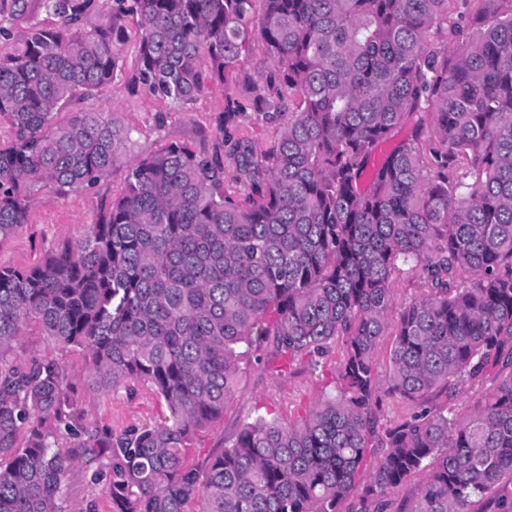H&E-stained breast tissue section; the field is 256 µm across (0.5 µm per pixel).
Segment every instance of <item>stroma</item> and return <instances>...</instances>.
<instances>
[{
    "instance_id": "35a3bbf8",
    "label": "stroma",
    "mask_w": 512,
    "mask_h": 512,
    "mask_svg": "<svg viewBox=\"0 0 512 512\" xmlns=\"http://www.w3.org/2000/svg\"><path fill=\"white\" fill-rule=\"evenodd\" d=\"M88 108L110 112L114 121L129 129L131 139L119 155L111 174L89 191L60 193L40 190L27 202V222L9 240L0 244V266L32 268L54 250L84 239L97 221L101 208L117 199L124 188L128 163L136 157L162 150L170 143H184L199 154L209 155L219 147V125L224 117V91L215 86L187 110H174L161 99L129 96L124 79H116L105 91L87 100ZM287 118L246 107L239 130L257 146L272 141ZM17 351L22 359L50 356L65 363L77 384H84L85 358L81 351L48 349L37 335L23 337ZM273 345L252 352L241 365L238 393L224 408V415L199 431L188 450V465L200 466L208 454L223 447L225 438L246 418L264 414L282 422L305 417L327 389L336 365L328 354L319 373H312L307 359L296 360L288 370L277 371ZM83 424L90 429L121 433L131 427L152 425L164 418L166 406L151 390L139 388L134 397L100 398L80 394Z\"/></svg>"
}]
</instances>
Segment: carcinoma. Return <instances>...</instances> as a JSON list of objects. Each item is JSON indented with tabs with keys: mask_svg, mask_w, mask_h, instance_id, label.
I'll return each instance as SVG.
<instances>
[{
	"mask_svg": "<svg viewBox=\"0 0 512 512\" xmlns=\"http://www.w3.org/2000/svg\"><path fill=\"white\" fill-rule=\"evenodd\" d=\"M254 2L111 0L103 14L99 0H0V243L32 193L93 189L130 140L84 106L121 76L128 19L130 95L186 110L224 88V152L170 144L132 160L86 239L0 268V512H67L80 464L113 512H341L351 497V512H512L490 496L512 484V0L456 17L452 0H262L259 15ZM256 35L264 80L241 67ZM239 86L289 114L267 148L239 133ZM400 275L427 293L393 321ZM390 327L382 391L374 352ZM32 331L84 354L92 393L145 385L168 415L117 437L85 429L64 363L16 362ZM270 338L314 371L339 347L334 392L298 423L256 415L188 466ZM492 370L472 417L431 405ZM384 393L413 412L380 431ZM417 472L414 501L395 505ZM140 31L136 21L130 19L127 23L126 41L123 45V63L124 71L127 75L132 73L136 64L137 43L139 41Z\"/></svg>",
	"mask_w": 512,
	"mask_h": 512,
	"instance_id": "cac0c4a2",
	"label": "carcinoma"
}]
</instances>
